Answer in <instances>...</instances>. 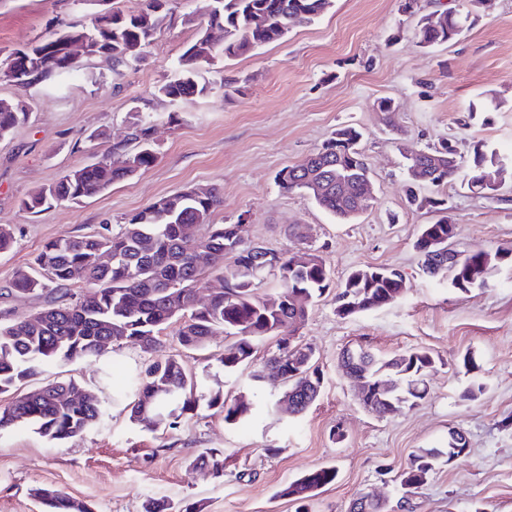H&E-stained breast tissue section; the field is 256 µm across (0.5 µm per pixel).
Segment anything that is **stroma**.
I'll return each mask as SVG.
<instances>
[{"mask_svg":"<svg viewBox=\"0 0 512 512\" xmlns=\"http://www.w3.org/2000/svg\"><path fill=\"white\" fill-rule=\"evenodd\" d=\"M208 0H170L171 21L141 61L111 72L81 62L62 86L43 82L27 91L28 123L0 139V224L12 225L14 245L0 254V319L35 312L42 299L12 291L19 268L42 247L85 235L155 199L190 187H215L222 201L215 224H238L245 242L289 252L288 226L301 225L320 247L332 288L354 269L386 266L404 278L391 305L339 317L332 298L315 303L297 337L310 345L324 373L317 402L301 416L266 412L269 391L254 394L257 410L241 425L207 408L177 429L142 430L130 419L129 380L149 356L133 344L107 356L54 366L44 380H78L105 407L102 422L60 443L27 425L0 431V512H41L31 489L57 488L92 512H141L148 498H168L202 512H295L278 490L305 471L336 466L335 483L309 501V512H348L372 493L387 512H405L395 470L420 448L445 447L461 431L466 454L440 462L413 496L412 512H512V175L498 192L475 195L459 184L444 194L457 228L456 247L501 252L492 284L462 292L427 278L414 247L421 225L436 215L409 207L399 145L448 142L464 162L484 142L512 152V0L472 12L454 42L422 48L414 28L422 15L454 0H332L314 23L282 40L209 67L210 97L179 105L157 96L180 56L206 24ZM89 0H0V49L25 47L61 24L88 22ZM392 100L398 131L377 108ZM141 107L155 118L157 158L147 170L81 203L40 214L22 200L66 172L111 156L129 133L127 114ZM363 133L361 148L376 200L356 221L340 223L308 196L282 189L278 172L314 152L337 127ZM364 347L387 358L426 348L438 358L427 374L428 394L413 410L391 416L359 404L339 363L344 350ZM472 355L475 368L460 360ZM223 335L189 358L200 392L247 390V373L225 376ZM485 386L464 398L472 384ZM206 448L224 453V474L192 467Z\"/></svg>","mask_w":512,"mask_h":512,"instance_id":"obj_1","label":"stroma"}]
</instances>
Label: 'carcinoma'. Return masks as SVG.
<instances>
[{
  "mask_svg": "<svg viewBox=\"0 0 512 512\" xmlns=\"http://www.w3.org/2000/svg\"><path fill=\"white\" fill-rule=\"evenodd\" d=\"M169 0H148L137 15L118 10L92 17L87 23H72L40 36L29 46L0 57V81L9 83L6 70L14 65L31 68L35 81L69 76L81 59L104 60L117 72L138 61L167 24ZM207 26L180 56L176 76L157 86L165 97L194 101L212 93L213 83L201 73V66L220 58L238 57L258 47L282 39L291 28L311 23L325 13L331 0H210ZM263 13L271 19L265 27L253 25V16ZM469 13L450 8L438 29L415 33L417 42L434 47L454 41L463 31ZM93 35L87 56L81 58L62 48L67 39L84 33ZM22 100L0 99V138L26 123L29 110ZM133 146L118 144L110 163H90L75 168L54 183L41 187L21 202L23 211L39 214L54 202H80L96 197L112 184L131 177L129 164L148 169L156 151L149 141L153 122L150 116L132 108ZM361 131L342 125L322 146L301 162L288 165L278 174L280 186L303 191L339 222L355 220L356 209L336 194V177L359 180L368 177V168L358 144ZM406 171L426 161L429 179H409L407 202L418 208L434 209L443 217L421 226L414 247L427 270L433 248L448 239L456 228L444 215L447 199L422 189L435 191L459 180L468 190L479 186L484 175L503 160L485 143L474 146L472 164H448V145L426 149L404 144ZM221 194L215 188L194 189L163 196L126 218L118 231L109 228L90 235L56 239L44 245L34 266L16 273L13 290L45 298V306L29 315L0 323V394L14 391L13 400L0 407V429L16 424L37 426L40 434L62 442L97 425L103 415L101 402L79 386L76 380L50 381L39 389L23 392L21 387L46 372L47 368L97 358L110 344L123 341L137 344L150 361L135 380L137 398L130 408L131 421L144 430L161 425L174 429L193 413L202 396L197 394V373L181 355L165 351L161 333L173 320L179 322L176 340L180 347L200 350L208 338L224 332V374L232 375L250 365L260 344L276 339V349L261 369L250 375L255 386L282 384V399L291 413H306L319 398L324 376L316 365L315 351L297 342L294 332L305 322L309 309L329 291L331 275L318 250L306 243L297 225L288 227V236L298 247L280 254L275 270L260 268L254 261L252 245L234 244L226 236L227 224L211 223ZM108 252L112 261L104 264L100 255ZM210 253L213 259L226 256L232 265L207 267L197 263V255ZM501 253L487 250L457 252V261L448 286L459 291L472 282L488 285ZM273 275L280 291L270 297L256 294V285ZM206 276L216 282L203 305L195 304L196 287ZM75 279L85 283L75 299L65 303L57 292ZM403 279L390 267H365L351 271L335 295L336 313L347 317L380 309L397 299ZM356 373L365 380L363 406L376 405L381 416L398 414L417 406L427 395L426 375L435 366L434 354L412 349L390 359H380L362 347L348 349ZM207 407L223 414L224 422L239 425L253 411V401L244 392L229 398L220 389L209 393ZM223 452L207 449L194 464L211 468L223 476ZM440 450L422 448L411 455L399 474L404 490L402 503L434 474ZM337 477L334 466L309 470L284 485L280 497L303 503ZM32 496L44 512H91L90 506L59 489L40 486ZM143 512H187L165 498H149Z\"/></svg>",
  "mask_w": 512,
  "mask_h": 512,
  "instance_id": "carcinoma-1",
  "label": "carcinoma"
}]
</instances>
